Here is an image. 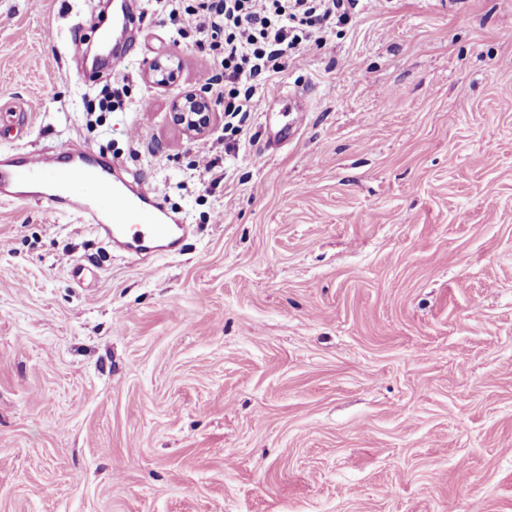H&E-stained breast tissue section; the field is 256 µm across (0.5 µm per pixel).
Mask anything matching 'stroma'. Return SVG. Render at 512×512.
<instances>
[{
	"mask_svg": "<svg viewBox=\"0 0 512 512\" xmlns=\"http://www.w3.org/2000/svg\"><path fill=\"white\" fill-rule=\"evenodd\" d=\"M103 7L0 0V148L89 146L197 232L137 261L0 203V512H512V0H358L217 187L223 104L172 115L215 65L166 14L88 126ZM178 69L179 64L171 59L167 62L157 61L149 66L147 76L156 84L168 87L175 82ZM208 106L209 99L202 92L180 94L173 101L174 119L188 132L196 133L210 122V112H198L201 107L204 111ZM199 176L210 185L217 186L224 182V163L221 156L216 154L213 146H204L199 152L196 170Z\"/></svg>",
	"mask_w": 512,
	"mask_h": 512,
	"instance_id": "stroma-1",
	"label": "stroma"
}]
</instances>
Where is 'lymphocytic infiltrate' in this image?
I'll return each mask as SVG.
<instances>
[{"label": "lymphocytic infiltrate", "mask_w": 512, "mask_h": 512, "mask_svg": "<svg viewBox=\"0 0 512 512\" xmlns=\"http://www.w3.org/2000/svg\"><path fill=\"white\" fill-rule=\"evenodd\" d=\"M354 0H146L167 13L177 37H191L222 75L213 90L224 113L245 122L259 91L284 71L290 54L347 22Z\"/></svg>", "instance_id": "obj_1"}]
</instances>
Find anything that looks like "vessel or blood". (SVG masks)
<instances>
[{
  "instance_id": "obj_1",
  "label": "vessel or blood",
  "mask_w": 512,
  "mask_h": 512,
  "mask_svg": "<svg viewBox=\"0 0 512 512\" xmlns=\"http://www.w3.org/2000/svg\"><path fill=\"white\" fill-rule=\"evenodd\" d=\"M129 0L112 15L111 28L99 42L107 47L110 66L123 62L111 48L112 32L134 23ZM30 197L49 210L76 213L86 228L113 250L141 258L182 251L187 227L172 215L160 197L129 191L112 172L110 162L94 150L80 148L55 158L42 152H0V198Z\"/></svg>"
}]
</instances>
